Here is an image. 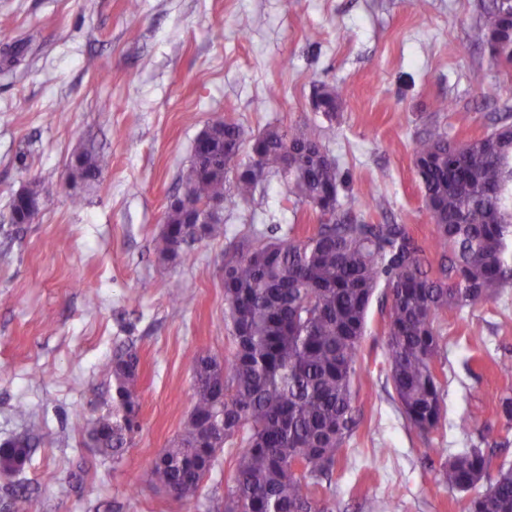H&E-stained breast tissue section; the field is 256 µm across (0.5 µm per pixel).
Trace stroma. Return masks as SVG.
I'll return each mask as SVG.
<instances>
[{
  "instance_id": "stroma-1",
  "label": "stroma",
  "mask_w": 512,
  "mask_h": 512,
  "mask_svg": "<svg viewBox=\"0 0 512 512\" xmlns=\"http://www.w3.org/2000/svg\"><path fill=\"white\" fill-rule=\"evenodd\" d=\"M0 0V443L33 434L30 465L0 480V512L27 488L34 512H224L231 469L218 462L187 504L151 478L191 408L189 353H229L224 251L258 230L317 222L279 178L224 214L226 238L195 243L165 262L153 240L169 199L213 114L253 136L273 126L317 125L335 157L340 196L365 218L405 225L432 244L414 164L416 139L438 122L449 139L483 137L512 110V65L492 60L477 0ZM485 76L483 88L471 82ZM336 90L335 118L312 111L318 86ZM448 109L434 111V100ZM111 163L93 181L74 177L83 149ZM43 190L32 223L9 202L31 182ZM180 289L191 302L171 300ZM96 296L88 306V296ZM388 303L377 294L362 342L369 373L361 423L333 475V512H461V493L437 483L438 449L491 448L512 468V429L500 400L512 378V288L449 311L447 422L411 429L386 379ZM140 356V429L120 462L87 442L112 407L109 365L120 345ZM25 405L29 419L16 417ZM472 415L461 432L458 422Z\"/></svg>"
}]
</instances>
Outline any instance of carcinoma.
Wrapping results in <instances>:
<instances>
[{"label":"carcinoma","instance_id":"carcinoma-1","mask_svg":"<svg viewBox=\"0 0 512 512\" xmlns=\"http://www.w3.org/2000/svg\"><path fill=\"white\" fill-rule=\"evenodd\" d=\"M512 0H481L479 24L487 39L506 34ZM207 144L181 174V194L170 199L156 255L174 262L195 243L226 236L224 217L192 224L202 207L229 209L253 198L271 177L283 180L299 202L334 196L330 214L305 237L290 224L280 237L262 233L224 252V300L232 351L224 360L192 352L191 410L151 472L177 501L191 499L214 467L230 457L232 485L224 512H333L321 479L336 469L358 421L356 397L367 375L360 359L368 309L377 288L390 303L384 317L385 368L411 428L434 433L445 419V346L442 322L450 309L488 301L512 288V123L480 139L456 143L439 125L415 141V166L435 237L426 250L403 224H373L359 216L360 201L339 199L336 158L310 124L269 129L240 158L245 132L216 113ZM295 165L284 167L286 154ZM107 156L76 155L74 172L93 180ZM31 183L12 199L13 222L40 201ZM138 352L120 347L110 372L115 407L90 422L97 452L122 459L139 428ZM34 448L27 435L0 446V465L19 474ZM438 483L466 494L462 512H512V468L490 467L483 449L446 456Z\"/></svg>","mask_w":512,"mask_h":512}]
</instances>
